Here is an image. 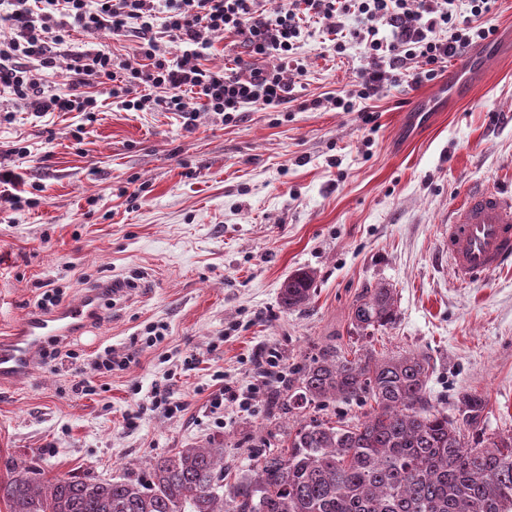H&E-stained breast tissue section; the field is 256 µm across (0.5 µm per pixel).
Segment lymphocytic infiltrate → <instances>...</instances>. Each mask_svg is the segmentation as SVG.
Segmentation results:
<instances>
[{
	"label": "lymphocytic infiltrate",
	"instance_id": "lymphocytic-infiltrate-1",
	"mask_svg": "<svg viewBox=\"0 0 512 512\" xmlns=\"http://www.w3.org/2000/svg\"><path fill=\"white\" fill-rule=\"evenodd\" d=\"M4 16L12 33L0 40V92H10L32 112H93V87L104 85L125 110L165 106L185 109V93L198 95L205 111L234 120L249 105L274 112L294 99L292 73L299 67L293 50L306 21L326 22L336 49H344L341 20L364 16L366 63L355 76V99L375 96L385 84L410 75L413 84L434 81L441 64L463 55L475 43L490 39L491 26L459 20L455 0H283L266 13L264 0H6ZM174 44L167 51L153 34L155 19ZM391 29L379 35L380 25ZM99 36L96 48L73 51L72 28ZM140 37L135 59L115 55L108 36ZM239 37L246 58H233L219 70L202 67L214 34ZM275 57L277 68L261 67ZM66 59L65 89L49 90L45 69Z\"/></svg>",
	"mask_w": 512,
	"mask_h": 512
}]
</instances>
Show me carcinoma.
I'll list each match as a JSON object with an SVG mask.
<instances>
[{
    "instance_id": "carcinoma-1",
    "label": "carcinoma",
    "mask_w": 512,
    "mask_h": 512,
    "mask_svg": "<svg viewBox=\"0 0 512 512\" xmlns=\"http://www.w3.org/2000/svg\"><path fill=\"white\" fill-rule=\"evenodd\" d=\"M313 277L281 287L291 309L310 299ZM393 289L368 288L352 307L362 335L391 326ZM429 363L414 354L318 349L288 377V411L330 400L370 403L355 421L300 419L254 476L224 483V446L157 455L119 480L90 475L41 481V471L5 461L8 512H512V433L485 435L488 396L465 392L453 416L427 397Z\"/></svg>"
}]
</instances>
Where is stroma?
Instances as JSON below:
<instances>
[{
  "instance_id": "1",
  "label": "stroma",
  "mask_w": 512,
  "mask_h": 512,
  "mask_svg": "<svg viewBox=\"0 0 512 512\" xmlns=\"http://www.w3.org/2000/svg\"><path fill=\"white\" fill-rule=\"evenodd\" d=\"M486 21L496 34L476 46L469 91L451 101L439 82H402L349 112L308 108L345 94L365 63L358 40L339 56L325 26L308 24L296 99L280 112L250 107L228 122L192 98L182 113L134 112L102 92L90 114L0 117V163L33 201L0 199V337L37 312L46 288L73 304L99 283L127 285L99 322L45 344L33 373L0 384V480L9 458L48 481L109 480L213 441L232 478L251 476L293 422L270 414L272 392L327 344L424 355L437 409L481 392L487 433H511L512 265L463 285L443 248L470 187L512 188V0ZM18 142L28 156L11 154ZM298 269L314 275L311 299L287 310L280 287ZM379 284L393 288L397 319L359 338L352 306ZM157 324L164 340L144 347ZM107 350L129 364L99 373ZM79 376L93 388L81 398ZM158 386L182 412L152 408ZM221 387L230 394L215 414Z\"/></svg>"
}]
</instances>
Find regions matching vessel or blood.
Returning a JSON list of instances; mask_svg holds the SVG:
<instances>
[{
    "instance_id": "b4317fda",
    "label": "vessel or blood",
    "mask_w": 512,
    "mask_h": 512,
    "mask_svg": "<svg viewBox=\"0 0 512 512\" xmlns=\"http://www.w3.org/2000/svg\"><path fill=\"white\" fill-rule=\"evenodd\" d=\"M454 275L466 284L512 262V192L495 186L471 190L452 212L444 244ZM105 289L48 314H33L0 339V383L27 375L49 340H68L100 315Z\"/></svg>"
}]
</instances>
